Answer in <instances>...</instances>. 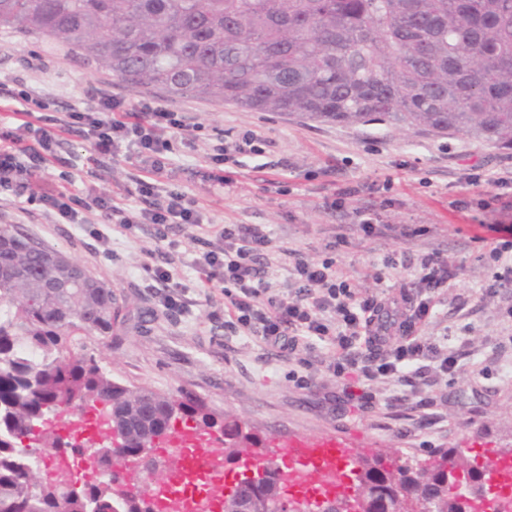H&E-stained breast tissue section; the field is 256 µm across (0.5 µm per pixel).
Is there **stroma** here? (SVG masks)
<instances>
[{
	"label": "stroma",
	"instance_id": "stroma-1",
	"mask_svg": "<svg viewBox=\"0 0 512 512\" xmlns=\"http://www.w3.org/2000/svg\"><path fill=\"white\" fill-rule=\"evenodd\" d=\"M18 79L45 95L55 118L74 106H92V88L132 103L151 97L184 112L194 126L193 142H175L159 184L195 200L212 223L264 225L272 238L269 276L280 285L291 282L284 249L335 259L339 274L363 294L385 288L415 293L413 272L384 270L389 255L438 250L457 268L422 331L460 352L455 372L439 376L429 366L404 381L369 382L356 367L338 377L323 365L329 357L324 344L288 354L225 330L224 290L195 268L198 244L190 233L175 226L160 243L153 225L128 232L101 222L94 237L80 225L52 223L38 204H22L0 188V225L19 227L111 286L117 313L111 335L79 336L76 348L113 380L202 400L217 419L238 423L269 449L292 435L345 436L373 449L390 470L430 465L442 449H459L469 462L487 448H512V377L505 375L512 370V348L497 346L512 334L501 312L512 302V285L486 291L495 272L489 253L512 236V213L484 206L495 192L490 178L512 174L511 147L460 132L314 122L171 95L125 83L49 42L0 29V128L20 123L10 97ZM249 131L267 147L226 164L228 183L218 185L209 176L208 154ZM55 138L56 159L36 188L62 185L86 197L109 187L121 203L141 209L136 182L143 172L135 155L121 149L103 158L79 134ZM475 167L485 180L473 187L467 177ZM376 208L388 228L364 237L355 212ZM408 228L414 237H405ZM163 264L184 286L181 311L160 302L151 269ZM367 390L376 392L374 404L362 401ZM425 395L436 399L428 415L415 407Z\"/></svg>",
	"mask_w": 512,
	"mask_h": 512
}]
</instances>
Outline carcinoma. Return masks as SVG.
<instances>
[{"label": "carcinoma", "instance_id": "obj_1", "mask_svg": "<svg viewBox=\"0 0 512 512\" xmlns=\"http://www.w3.org/2000/svg\"><path fill=\"white\" fill-rule=\"evenodd\" d=\"M0 27L174 95L512 146V0H0ZM113 304L112 288L68 256L0 228V512L58 510L53 492L41 490L46 463L22 447L51 418L53 382L80 391L62 409L103 406L129 449L41 437L39 446L84 457L98 472L69 512H112V482L129 454L141 458L144 478H157L158 461L139 447L171 431L178 413L215 425L204 407L122 385L94 357L70 351L74 336L112 334ZM447 462L446 452L432 470L366 461L354 501L369 500V512H408L414 496L434 512H462ZM265 469L263 485L224 497L225 512L245 499L280 500V467Z\"/></svg>", "mask_w": 512, "mask_h": 512}]
</instances>
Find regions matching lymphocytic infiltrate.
<instances>
[{
    "mask_svg": "<svg viewBox=\"0 0 512 512\" xmlns=\"http://www.w3.org/2000/svg\"><path fill=\"white\" fill-rule=\"evenodd\" d=\"M12 98L27 120L0 131V187L21 198L31 189V177L47 163L54 136L34 122L36 114L48 108L43 95L20 89ZM94 100L92 108H71L60 125L81 133L99 155L114 154L122 143L132 149L146 173L136 187L143 207L131 213L107 191L87 200L48 190L36 201L54 223L87 224L96 211L107 223L127 230L136 224L155 225L161 242L171 225L203 228L197 203L182 192L162 190L157 181L174 150L172 134L187 128L184 116L153 99L131 105L99 91ZM216 235L219 245L200 253L194 265L208 279L224 284V315L233 331L288 351L319 340L333 351L326 369L336 375L359 359L370 380L400 376L428 355L435 361L436 372L446 374L456 368L455 352L427 342L419 332L439 290L456 277L442 253L407 255L400 260L386 257L387 267L414 270L418 279V297L396 298L357 293L337 276L333 259L313 261L289 249L285 255L295 280V291L289 296L277 291L265 276L270 237L262 225L225 224Z\"/></svg>",
    "mask_w": 512,
    "mask_h": 512,
    "instance_id": "f902f5d3",
    "label": "lymphocytic infiltrate"
}]
</instances>
